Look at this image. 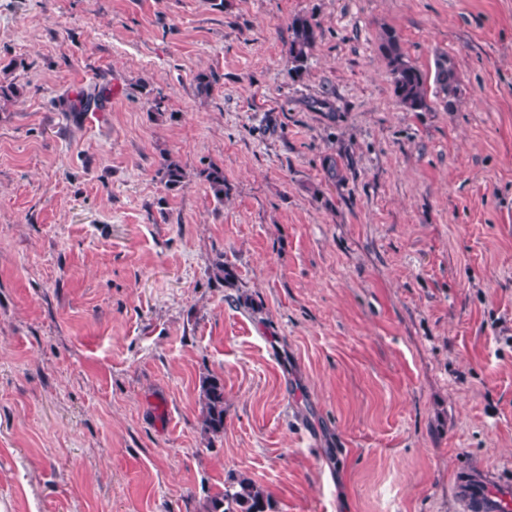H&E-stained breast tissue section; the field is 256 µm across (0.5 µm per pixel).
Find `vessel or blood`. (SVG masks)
<instances>
[{
    "label": "vessel or blood",
    "instance_id": "1",
    "mask_svg": "<svg viewBox=\"0 0 512 512\" xmlns=\"http://www.w3.org/2000/svg\"><path fill=\"white\" fill-rule=\"evenodd\" d=\"M458 512H512V479L459 468L450 486Z\"/></svg>",
    "mask_w": 512,
    "mask_h": 512
}]
</instances>
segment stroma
<instances>
[{
	"instance_id": "1",
	"label": "stroma",
	"mask_w": 512,
	"mask_h": 512,
	"mask_svg": "<svg viewBox=\"0 0 512 512\" xmlns=\"http://www.w3.org/2000/svg\"><path fill=\"white\" fill-rule=\"evenodd\" d=\"M389 30L456 110L399 105ZM0 86V512H205L231 472L457 512L460 464L512 475V0H0ZM289 28L291 30L289 71L294 75H300L306 67L310 52L320 37V30L317 23L304 16L294 17ZM459 79L455 65L447 55H438L435 59L432 94L453 111L458 103ZM155 175L168 191L182 190L187 186L190 177L180 156L169 152L161 153ZM196 177L206 184L207 188L217 201H223L225 190L223 168L217 165H210L206 168L200 169L196 173ZM202 414L205 431L213 435L224 432V384L217 378L204 384Z\"/></svg>"
}]
</instances>
